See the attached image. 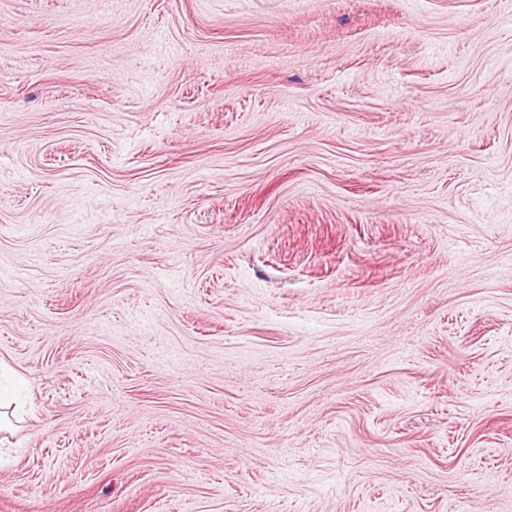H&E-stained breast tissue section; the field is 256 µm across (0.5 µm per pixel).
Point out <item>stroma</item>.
Listing matches in <instances>:
<instances>
[{
	"label": "stroma",
	"instance_id": "1",
	"mask_svg": "<svg viewBox=\"0 0 512 512\" xmlns=\"http://www.w3.org/2000/svg\"><path fill=\"white\" fill-rule=\"evenodd\" d=\"M0 512H512V0H0Z\"/></svg>",
	"mask_w": 512,
	"mask_h": 512
}]
</instances>
